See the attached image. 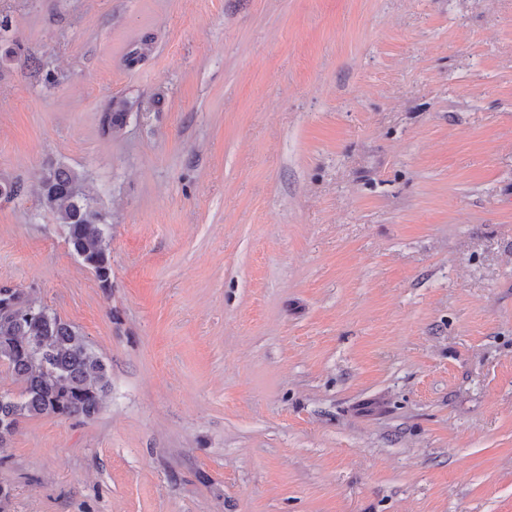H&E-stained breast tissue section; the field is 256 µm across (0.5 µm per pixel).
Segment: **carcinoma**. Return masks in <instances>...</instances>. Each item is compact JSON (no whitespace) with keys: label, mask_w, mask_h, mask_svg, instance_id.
<instances>
[{"label":"carcinoma","mask_w":512,"mask_h":512,"mask_svg":"<svg viewBox=\"0 0 512 512\" xmlns=\"http://www.w3.org/2000/svg\"><path fill=\"white\" fill-rule=\"evenodd\" d=\"M130 116L124 103L111 107L102 116V127L120 130ZM83 183L71 168H48L40 206L65 227L71 251L101 287L110 288L107 216L93 206ZM0 367L22 383L17 393L0 391V450L26 419L93 417L111 389L109 367L75 327L20 288H0Z\"/></svg>","instance_id":"obj_1"}]
</instances>
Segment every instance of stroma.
I'll list each match as a JSON object with an SVG mask.
<instances>
[{
  "label": "stroma",
  "instance_id": "1",
  "mask_svg": "<svg viewBox=\"0 0 512 512\" xmlns=\"http://www.w3.org/2000/svg\"><path fill=\"white\" fill-rule=\"evenodd\" d=\"M2 19L0 182L25 193L0 287L112 375L94 418L20 425L9 512H512V0ZM58 165L108 216L110 288L38 205Z\"/></svg>",
  "mask_w": 512,
  "mask_h": 512
}]
</instances>
